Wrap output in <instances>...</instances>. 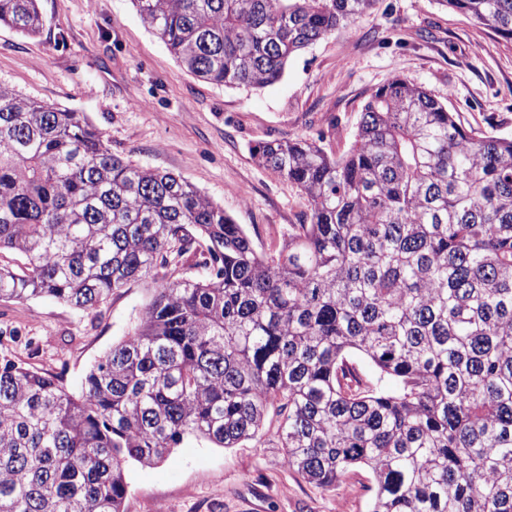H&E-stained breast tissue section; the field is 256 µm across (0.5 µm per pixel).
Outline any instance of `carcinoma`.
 <instances>
[{"label": "carcinoma", "mask_w": 512, "mask_h": 512, "mask_svg": "<svg viewBox=\"0 0 512 512\" xmlns=\"http://www.w3.org/2000/svg\"><path fill=\"white\" fill-rule=\"evenodd\" d=\"M377 2L132 0L191 74L253 88ZM438 3L512 41V0ZM1 24L39 34L38 0H0ZM252 156L308 211L266 248L85 113L0 85V252L24 258L0 265V301L98 316L158 283L77 396L0 356V512H123L127 466L189 437L279 448L325 491L364 466L369 512H512V136L399 77L345 155L302 138Z\"/></svg>", "instance_id": "1"}]
</instances>
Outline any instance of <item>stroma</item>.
Listing matches in <instances>:
<instances>
[{
  "instance_id": "35a3bbf8",
  "label": "stroma",
  "mask_w": 512,
  "mask_h": 512,
  "mask_svg": "<svg viewBox=\"0 0 512 512\" xmlns=\"http://www.w3.org/2000/svg\"><path fill=\"white\" fill-rule=\"evenodd\" d=\"M42 32L0 26V85L85 113L112 151L180 176L223 207L256 243L303 223L299 189L260 167L256 142L322 138L350 148L365 102L405 77L466 128L512 135V41L437 0H380L376 10L292 56L265 88L188 73L141 22L131 0H40ZM150 280L112 296L101 316L50 298L0 302V352L61 375L71 392L139 321ZM124 512H368L359 469L327 492L296 478L279 449L188 441L163 462L130 466Z\"/></svg>"
}]
</instances>
